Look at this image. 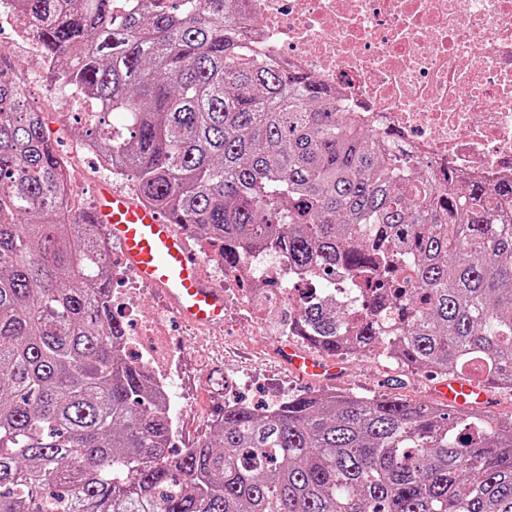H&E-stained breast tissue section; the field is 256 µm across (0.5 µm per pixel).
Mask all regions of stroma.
Returning a JSON list of instances; mask_svg holds the SVG:
<instances>
[{"label": "stroma", "mask_w": 512, "mask_h": 512, "mask_svg": "<svg viewBox=\"0 0 512 512\" xmlns=\"http://www.w3.org/2000/svg\"><path fill=\"white\" fill-rule=\"evenodd\" d=\"M0 48L10 53L15 75L44 113L60 156L76 166L71 212L80 215L93 210L96 188L103 181L133 193L131 182L113 177L100 167L95 155L82 151V130L72 115L71 104L53 85L39 54L24 47L6 26L0 28ZM112 292H133L138 297L136 309L114 310L131 331H139L148 321L159 323L151 347L172 368L176 379L171 412L180 416L181 426L173 435L174 449L191 447L209 436L224 412L223 383L228 374L238 382L237 397L253 402H275L291 395L332 389L368 397L396 396L434 406L439 403V376L376 354L336 355L332 361L340 373L335 379L309 383L299 379L281 358L282 347H299V340L283 333L281 321L260 325L251 320L237 293L225 296L223 326L203 330L177 318L161 292L143 283L135 272L113 279Z\"/></svg>", "instance_id": "stroma-1"}]
</instances>
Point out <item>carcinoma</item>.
Listing matches in <instances>:
<instances>
[{
  "instance_id": "cac0c4a2",
  "label": "carcinoma",
  "mask_w": 512,
  "mask_h": 512,
  "mask_svg": "<svg viewBox=\"0 0 512 512\" xmlns=\"http://www.w3.org/2000/svg\"><path fill=\"white\" fill-rule=\"evenodd\" d=\"M139 200L235 271L257 252L341 285L362 318L303 300L288 334L328 355L512 390V181L395 155L314 77L254 55L237 0H0ZM0 50V512H512V417L396 397L224 404L171 453L126 357L98 224Z\"/></svg>"
}]
</instances>
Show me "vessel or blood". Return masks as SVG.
I'll list each match as a JSON object with an SVG mask.
<instances>
[{"label": "vessel or blood", "mask_w": 512, "mask_h": 512, "mask_svg": "<svg viewBox=\"0 0 512 512\" xmlns=\"http://www.w3.org/2000/svg\"><path fill=\"white\" fill-rule=\"evenodd\" d=\"M87 221L101 225L119 243L127 262L144 282L161 291L176 316L199 325L223 320V293L203 278L185 238L157 210L103 184ZM283 358L302 378L330 380L338 372L337 366L302 350L284 349ZM438 395L456 408L485 405L490 400L487 386L461 378L441 384Z\"/></svg>", "instance_id": "obj_1"}]
</instances>
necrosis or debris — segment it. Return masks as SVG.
Here are the masks:
<instances>
[{
  "mask_svg": "<svg viewBox=\"0 0 512 512\" xmlns=\"http://www.w3.org/2000/svg\"><path fill=\"white\" fill-rule=\"evenodd\" d=\"M237 22L249 47L317 78L392 150L512 179V0H240ZM232 277L288 297L274 257Z\"/></svg>",
  "mask_w": 512,
  "mask_h": 512,
  "instance_id": "4bbe7bcc",
  "label": "necrosis or debris"
}]
</instances>
